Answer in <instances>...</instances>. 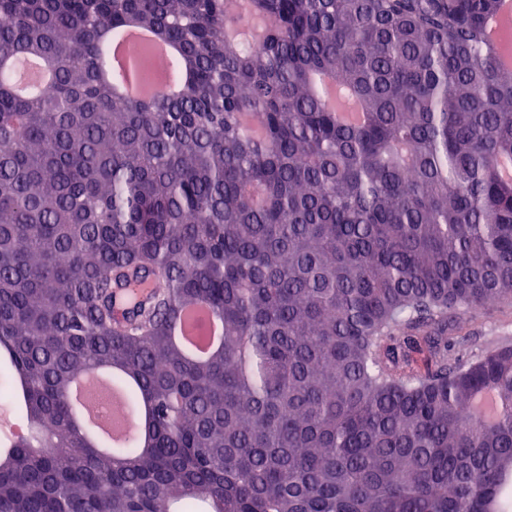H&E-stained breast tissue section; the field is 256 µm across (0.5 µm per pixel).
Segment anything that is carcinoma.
<instances>
[{
	"label": "carcinoma",
	"instance_id": "1",
	"mask_svg": "<svg viewBox=\"0 0 512 512\" xmlns=\"http://www.w3.org/2000/svg\"><path fill=\"white\" fill-rule=\"evenodd\" d=\"M498 3L0 0V395L35 424L0 512H512V343L455 333L512 303ZM128 26L180 94L100 79ZM95 370L148 409L108 451L68 400ZM148 47L155 63V76L159 83L164 84L165 89L172 95L181 92L182 86L166 80V71L169 62L175 55V49L166 43L157 42L153 33L148 29L131 28L124 31L119 37L113 39L112 56H108L101 62V75L109 79L112 73V63L122 55L126 58L129 70L127 81L122 86L124 93L144 94L148 87L136 78L134 62L128 57L127 52L131 48ZM51 83L52 76L44 63L38 58H33L20 66L15 89L20 95H29L46 91ZM206 316V331L204 336H195V321ZM175 341L185 347L191 354L204 359L209 352L219 347L224 341V321L208 309H196L190 313V319L176 331Z\"/></svg>",
	"mask_w": 512,
	"mask_h": 512
}]
</instances>
